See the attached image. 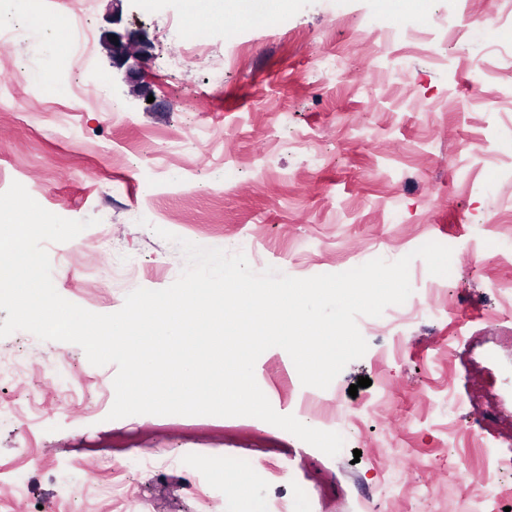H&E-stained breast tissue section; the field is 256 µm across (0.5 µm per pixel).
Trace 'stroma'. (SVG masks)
<instances>
[{
    "mask_svg": "<svg viewBox=\"0 0 512 512\" xmlns=\"http://www.w3.org/2000/svg\"><path fill=\"white\" fill-rule=\"evenodd\" d=\"M199 0L214 20L199 35L185 30V0H123L112 22L111 0H89L85 21L91 56L82 67L49 61L55 31L30 36L28 13L0 0V27L10 42L0 49V192L21 183L46 210L70 220L94 219L76 238L47 244L52 280L66 300L111 314L137 288L170 286L186 265L177 245L158 229L204 247L243 253L252 270L274 267L307 278L341 273L372 259L397 260L421 241L452 246L443 301L455 313L426 312L395 326L357 320L368 343L327 389L346 409L388 393V408L411 417L391 433L379 419L344 422L343 450L328 456L254 417H212L196 443L179 419H109L116 365H92L73 343L42 341L19 330L0 338V362L23 357L34 371L0 382V397L18 403L37 397L44 415L33 432L37 460L18 447L22 422L0 419V469L20 472L29 487L24 512H116L108 494L72 497L73 488L107 474V465H76L82 440L127 434L136 445L176 462L164 468L130 465L131 495L155 512H199L190 491L198 478L217 498L219 512H364L403 456L442 469L467 452L449 426L466 427L476 411L495 414L482 431L484 454L512 456V363L496 342L512 336V316L501 312L499 283L512 278L491 242L512 231V22L502 0H481L486 26H464L445 38V25L465 0H427L426 12L395 13L382 0H288L271 23ZM413 23L429 34L422 45L398 37L383 47L377 27ZM112 29L136 33L147 55L134 73L112 67L104 49ZM496 79L473 88V64ZM378 66L383 80L367 84ZM223 69L224 83L211 73ZM83 85L103 93L91 105L70 95L46 94L48 85ZM126 116L116 124L108 110ZM76 123L65 140L60 121ZM495 152L472 159V147ZM67 361L77 403L42 366ZM369 387L350 396L359 377ZM255 378L280 414L294 413L304 387L285 350L264 352ZM464 405L439 407L426 395L447 389ZM238 457L250 497L231 491L216 472ZM473 487L448 485L447 495L410 488L389 512H470Z\"/></svg>",
    "mask_w": 512,
    "mask_h": 512,
    "instance_id": "1",
    "label": "stroma"
}]
</instances>
